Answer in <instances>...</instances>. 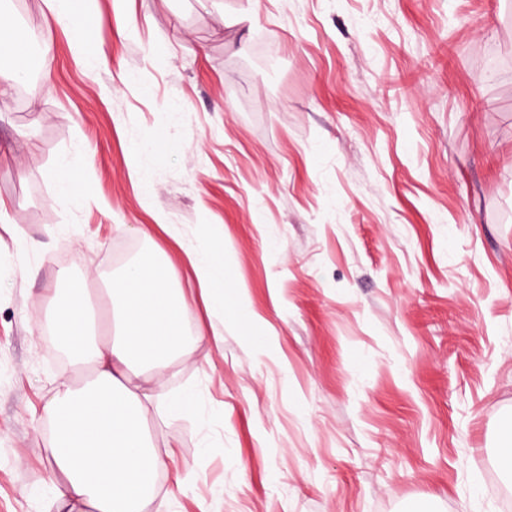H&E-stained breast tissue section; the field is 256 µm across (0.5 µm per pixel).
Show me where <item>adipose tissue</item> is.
<instances>
[{
	"label": "adipose tissue",
	"instance_id": "obj_1",
	"mask_svg": "<svg viewBox=\"0 0 512 512\" xmlns=\"http://www.w3.org/2000/svg\"><path fill=\"white\" fill-rule=\"evenodd\" d=\"M192 265L210 309L241 312L227 296L232 274L223 257L209 252L193 257ZM60 277L67 288L51 323L72 363L90 373L79 382L61 376L45 405L54 493L82 512H144L158 497L156 477L164 463L147 427V407L195 409L193 394L172 401L162 384L136 383L133 374L134 366H160L192 350L170 272L162 261L131 264L108 290L118 329L101 339L87 333L85 280L65 271Z\"/></svg>",
	"mask_w": 512,
	"mask_h": 512
}]
</instances>
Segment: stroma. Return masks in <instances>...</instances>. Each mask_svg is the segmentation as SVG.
<instances>
[{
    "label": "stroma",
    "instance_id": "1",
    "mask_svg": "<svg viewBox=\"0 0 512 512\" xmlns=\"http://www.w3.org/2000/svg\"><path fill=\"white\" fill-rule=\"evenodd\" d=\"M15 1L35 78L0 105V512H79L32 427L65 367L40 324L60 271L100 305L144 257L186 331L222 337L159 371L199 403L146 415L173 451L160 491L186 487L168 512H499L512 0H79L94 71ZM204 249L252 322L207 311Z\"/></svg>",
    "mask_w": 512,
    "mask_h": 512
}]
</instances>
